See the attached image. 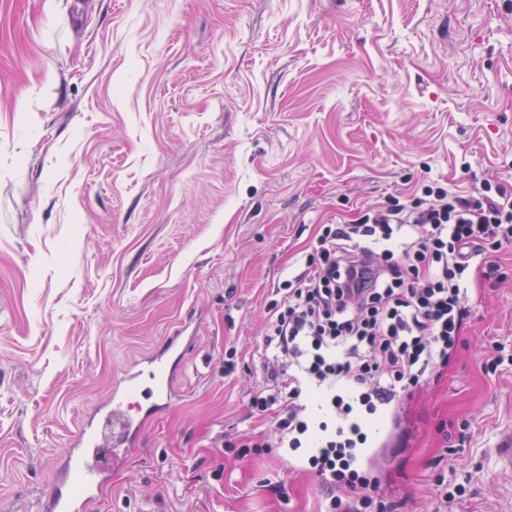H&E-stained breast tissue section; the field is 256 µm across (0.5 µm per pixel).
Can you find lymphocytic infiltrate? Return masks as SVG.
<instances>
[{"instance_id":"1","label":"lymphocytic infiltrate","mask_w":512,"mask_h":512,"mask_svg":"<svg viewBox=\"0 0 512 512\" xmlns=\"http://www.w3.org/2000/svg\"><path fill=\"white\" fill-rule=\"evenodd\" d=\"M512 244V190L489 179L459 194L429 182L410 202L389 197L348 224L323 226L302 272L269 310L274 349L252 405L285 403L273 436L311 448L331 512H361L374 485L351 474L373 415L448 366L468 315L471 271L485 248ZM329 414L315 422L314 410Z\"/></svg>"}]
</instances>
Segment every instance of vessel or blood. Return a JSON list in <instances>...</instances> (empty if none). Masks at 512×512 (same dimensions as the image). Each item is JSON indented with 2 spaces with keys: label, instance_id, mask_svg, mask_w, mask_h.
<instances>
[{
  "label": "vessel or blood",
  "instance_id": "obj_1",
  "mask_svg": "<svg viewBox=\"0 0 512 512\" xmlns=\"http://www.w3.org/2000/svg\"><path fill=\"white\" fill-rule=\"evenodd\" d=\"M179 348L178 337H171L166 352L147 356L114 383L105 404L111 446L99 441L91 425H83L64 472L44 497L43 512H94L114 472L127 465L130 450L139 446L146 424L170 404V355Z\"/></svg>",
  "mask_w": 512,
  "mask_h": 512
}]
</instances>
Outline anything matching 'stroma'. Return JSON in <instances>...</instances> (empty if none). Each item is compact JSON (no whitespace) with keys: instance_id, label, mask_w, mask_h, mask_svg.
<instances>
[{"instance_id":"1","label":"stroma","mask_w":512,"mask_h":512,"mask_svg":"<svg viewBox=\"0 0 512 512\" xmlns=\"http://www.w3.org/2000/svg\"><path fill=\"white\" fill-rule=\"evenodd\" d=\"M485 178L512 185V0H0V512H39L177 334L175 398L95 512H325L250 403L268 309L322 225ZM488 256L448 368L370 418L366 512H512V246Z\"/></svg>"}]
</instances>
